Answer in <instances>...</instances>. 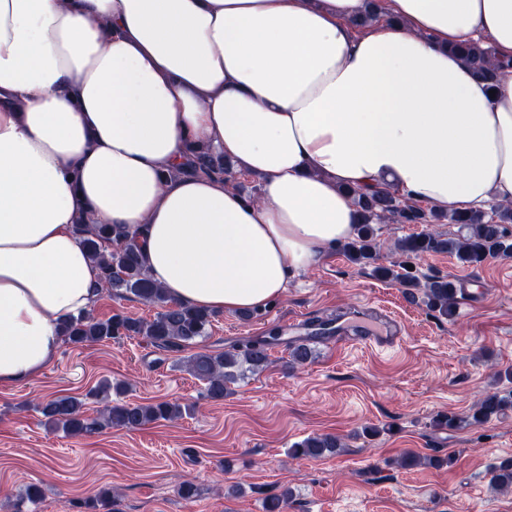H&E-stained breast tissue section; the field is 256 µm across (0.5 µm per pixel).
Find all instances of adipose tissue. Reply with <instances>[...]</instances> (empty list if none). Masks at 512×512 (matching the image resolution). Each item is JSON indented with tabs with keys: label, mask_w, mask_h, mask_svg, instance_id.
I'll list each match as a JSON object with an SVG mask.
<instances>
[{
	"label": "adipose tissue",
	"mask_w": 512,
	"mask_h": 512,
	"mask_svg": "<svg viewBox=\"0 0 512 512\" xmlns=\"http://www.w3.org/2000/svg\"><path fill=\"white\" fill-rule=\"evenodd\" d=\"M202 144L259 200L188 172ZM350 187L512 205V0H0V385L98 296L79 217L169 301L254 311L352 237Z\"/></svg>",
	"instance_id": "adipose-tissue-1"
}]
</instances>
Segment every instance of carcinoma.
I'll return each mask as SVG.
<instances>
[{
    "label": "carcinoma",
    "instance_id": "carcinoma-1",
    "mask_svg": "<svg viewBox=\"0 0 512 512\" xmlns=\"http://www.w3.org/2000/svg\"><path fill=\"white\" fill-rule=\"evenodd\" d=\"M465 55L477 74L492 76L491 65L484 55L473 47H462ZM191 168L205 173L220 174L231 182L236 176L232 165L212 154L203 145L196 152ZM347 193L352 197L359 213V223L352 239L342 250L355 264H366L378 260L381 244L377 240L374 225L388 216L404 224H418L427 220L439 221L443 218L436 211L424 212L394 190L374 191L351 188ZM448 221L467 229L458 238H445L439 234L427 233L404 238L395 249L405 257L397 267L378 265L374 272L382 279L395 280L405 286L414 285V277L409 271L408 260L427 253L448 252L464 265H479L490 257L512 258V243L507 240L503 225L512 222V207L500 206L493 210V217L485 219L480 210L453 211ZM75 230L89 259L100 270L101 292L117 298L133 296L142 302L158 308L150 320H142L116 313L107 319H97L88 313L63 321L59 326L62 340L73 346L99 343L142 336L162 350L181 352L207 336L212 322V314L200 309L174 304L167 300L163 290L156 286L147 275L137 245L131 241L123 243L117 239L123 232L109 224H95L80 221ZM458 301L456 283L444 276H434L426 280L424 291L425 305L442 315L453 316ZM313 357L312 349L306 344L290 347L289 363L302 365ZM269 363L265 345L249 344L234 352H196L186 360V367L194 378L204 385V394L210 400L221 401L230 391V386L244 379L248 374L263 370ZM125 391V383L100 381L89 392V397L101 403L100 415L89 418L84 414L85 399L63 395L40 401L37 411L45 418V423L60 429L70 436H86L104 427H117L127 430L139 429L151 423L173 421L190 412V408L177 401L159 400L156 402L130 403L109 401L111 393L118 395ZM512 405V398L489 394L481 399L468 417L469 424L481 426ZM345 443L331 434L308 436L294 443L288 449L293 459H318L326 454L344 451ZM491 485L502 492L512 490V458L495 464L491 471ZM290 492L265 498L264 512H284Z\"/></svg>",
    "mask_w": 512,
    "mask_h": 512
}]
</instances>
